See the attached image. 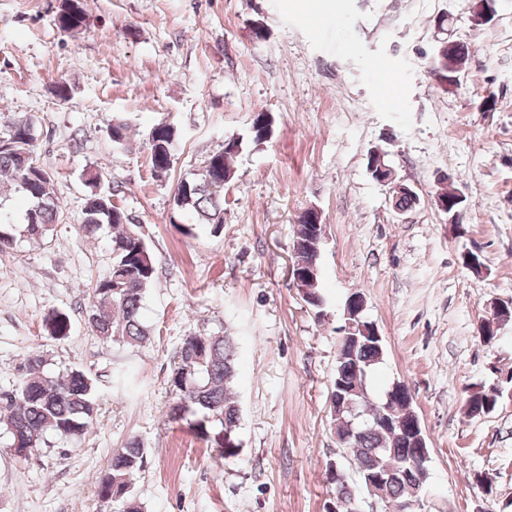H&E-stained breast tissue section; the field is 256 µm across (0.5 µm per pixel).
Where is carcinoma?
Wrapping results in <instances>:
<instances>
[{
  "mask_svg": "<svg viewBox=\"0 0 512 512\" xmlns=\"http://www.w3.org/2000/svg\"><path fill=\"white\" fill-rule=\"evenodd\" d=\"M74 9L56 16L59 28L66 31L83 28L87 13L82 0H72ZM432 67L449 80L458 76L448 70V52L433 54ZM273 117L261 112L254 116L246 135L235 138V149L226 147L209 155L196 177L182 181L174 195V206L194 218L182 226L189 235L199 225L219 229L224 224V186L235 176V159L243 146H261L273 134ZM112 146L128 148V125L116 119L109 128ZM177 131L167 122L155 124L149 133L151 173L166 176ZM37 124L25 115L13 118L0 130V177L17 184L32 203L26 212L25 232L32 241L44 239L50 227L59 220L61 206L51 192L52 176L43 166H25L26 157L36 154ZM100 173L86 172L90 187L84 208L83 230L93 235L103 226L112 228V265L92 290V310L88 323L94 336L104 343L123 342L135 346L146 342L151 329L142 320L144 295L155 279L156 267L142 226L131 221L112 196L98 190ZM322 236V225L300 221L293 243L294 261L309 258L308 247ZM300 288L308 299L305 303L322 313L325 303L321 276H305ZM50 336L66 338L71 330L70 318L60 311L45 317ZM385 341L361 336L359 340L338 339L336 370L331 387L330 407L336 422V437L346 451V459L357 477V486L349 475L338 468L341 478L329 474L336 500L334 512H362L368 495L367 481L375 480V498L393 506H404L415 512L429 477L416 465V460L430 450L414 438L413 402L374 398L371 380L383 363ZM179 362L171 374L169 393L172 404L167 420L184 423L200 439L210 443L216 459L239 455L236 438L241 410L232 389L237 375L233 340L224 335L187 337L179 352ZM499 402L494 389L482 388L467 397L465 408L472 417L492 413ZM98 410L94 379L81 369L71 368L58 375L46 370V360L37 351L24 359V372L15 388L0 392V430L7 435L9 446L16 439H35L36 446L46 444L48 437L81 439L91 430ZM146 448L133 437L116 449L107 462L98 483V497L104 499L113 486L125 489L123 512H141L131 494L134 476L144 467Z\"/></svg>",
  "mask_w": 512,
  "mask_h": 512,
  "instance_id": "obj_1",
  "label": "carcinoma"
}]
</instances>
